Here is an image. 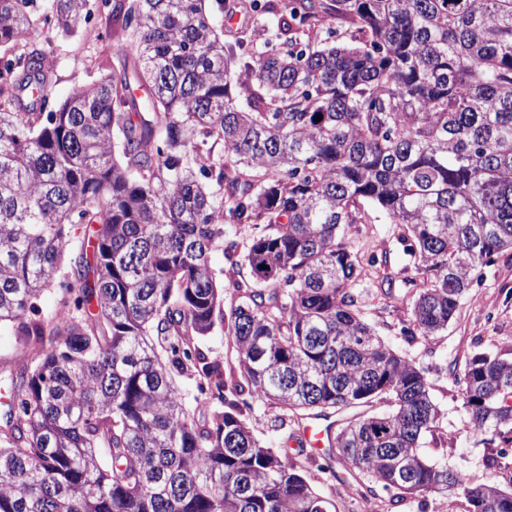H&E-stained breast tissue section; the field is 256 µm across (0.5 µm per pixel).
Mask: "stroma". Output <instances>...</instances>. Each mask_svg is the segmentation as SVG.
<instances>
[{
	"label": "stroma",
	"instance_id": "stroma-1",
	"mask_svg": "<svg viewBox=\"0 0 512 512\" xmlns=\"http://www.w3.org/2000/svg\"><path fill=\"white\" fill-rule=\"evenodd\" d=\"M91 24L100 31V38L81 33L65 37L45 26L32 34L33 40L45 47L46 62L56 74V96H66L73 87L91 83L117 61L120 49L104 36L103 16L93 14ZM406 234L404 226L383 216L348 226L346 240L364 263L355 285L363 315L388 345L416 363L431 384V397L441 417L438 431L426 437L423 453L431 459L447 461L449 467L463 469L473 483L511 488L512 477L487 466L490 448L467 431L461 391L448 374V363L454 360L462 366L474 354L496 353L512 344V249L502 251L491 265L479 271L447 330L424 342L407 333L411 315L408 303L399 297L384 298L377 286L375 269L367 264L371 256L384 255L392 271L403 277H416L417 270L404 252ZM279 413L277 407L256 402L246 417L259 439L301 465L313 487L327 497L351 503L353 512H461L455 498L437 494L407 497L392 507L366 502L364 482L356 480L345 465H336L334 474L323 473L317 461L312 460L311 449L302 448L294 438L293 426L272 430L271 423Z\"/></svg>",
	"mask_w": 512,
	"mask_h": 512
}]
</instances>
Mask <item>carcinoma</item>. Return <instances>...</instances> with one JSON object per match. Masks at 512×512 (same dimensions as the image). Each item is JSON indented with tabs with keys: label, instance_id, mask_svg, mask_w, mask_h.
I'll return each instance as SVG.
<instances>
[{
	"label": "carcinoma",
	"instance_id": "1",
	"mask_svg": "<svg viewBox=\"0 0 512 512\" xmlns=\"http://www.w3.org/2000/svg\"><path fill=\"white\" fill-rule=\"evenodd\" d=\"M100 2L123 56L59 100L46 50L19 35L76 34L91 0H0V329L31 352L0 378V512H340L254 435L253 401L283 411L276 429L338 416L319 468L346 465L372 497L512 512V490L420 451L440 411L364 318L345 241L366 205L406 226L420 280L369 264L406 289L422 339L512 248V0H288L259 55L224 43L204 0ZM294 21L355 35L303 42ZM76 224L94 240L66 260ZM232 230L250 243L226 310L211 254ZM63 270L68 318L48 317ZM219 324L240 381L199 347ZM176 373L209 414L186 410ZM450 373L470 431L512 442V359Z\"/></svg>",
	"mask_w": 512,
	"mask_h": 512
}]
</instances>
